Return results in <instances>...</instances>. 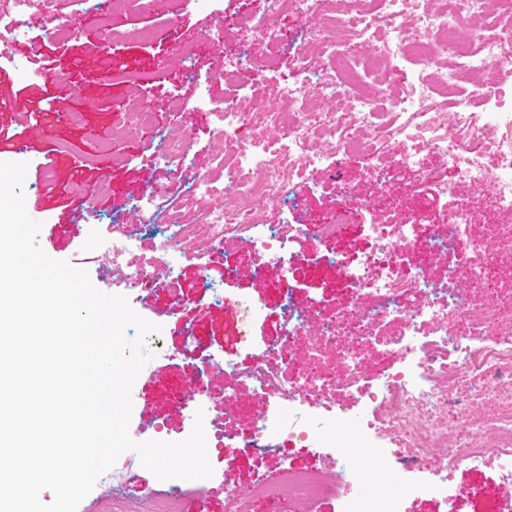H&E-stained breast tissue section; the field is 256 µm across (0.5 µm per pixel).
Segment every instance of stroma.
Masks as SVG:
<instances>
[{"mask_svg": "<svg viewBox=\"0 0 512 512\" xmlns=\"http://www.w3.org/2000/svg\"><path fill=\"white\" fill-rule=\"evenodd\" d=\"M69 19L76 29L72 38L46 37L49 15ZM216 20L200 0H192L179 17L167 16L162 0H114L103 7L95 0H43L22 21L20 33L0 43L16 62L0 78V162L14 161L8 135L28 140L23 160L28 165L24 182L27 211H40L42 227L37 236L50 257L86 269L101 291L126 295L131 307L144 319L160 325L152 358L132 388L135 440L181 441L194 426L196 412L205 421L224 414V396L233 394L235 433L225 436L227 465H214L221 484L207 493L209 512H224L226 494L247 490L259 474V464L245 437L261 416L264 401L243 381L210 372L205 397H188L184 377L193 367L229 356L248 358L280 340L284 328L283 300L292 295L302 303L318 300L327 310L348 303L352 293L342 283L330 253H360L371 246L360 228L342 240L297 239V227L315 224L336 204L339 191L353 199L373 191L374 161L362 155L338 167L334 178L307 173L298 189L297 205L267 210L264 223L276 225L285 249L298 253L299 261L287 272L270 270L269 283L251 274L256 253L241 242L225 243L222 261L195 255L180 259L175 274L179 297L155 289L149 294L126 291L112 270L107 248L112 242L115 215L130 213L140 204L150 182L172 180L173 170L155 164L144 144L120 136L119 124L128 112L151 110L158 130L177 128L189 120L193 146L185 159L189 167L205 171L211 166L216 136L208 113L189 117L172 109L174 98L191 103L198 92L196 80L184 78L181 49L213 28ZM148 27L153 40L138 43L128 31ZM55 56L53 67L67 71L73 92L60 91L45 81L48 68L41 54ZM124 71L150 70L153 80L130 90L123 80L108 77L104 59ZM51 108L30 120L29 113L43 98ZM397 205L387 214L398 223L416 217L423 225L448 230L446 198L412 173H401L395 186ZM180 350L179 359L165 358L168 350ZM130 496L129 512H151L155 495L189 493V481H160L145 468ZM497 481L487 467L450 472L449 484L457 495L458 512H496L486 493Z\"/></svg>", "mask_w": 512, "mask_h": 512, "instance_id": "1", "label": "stroma"}]
</instances>
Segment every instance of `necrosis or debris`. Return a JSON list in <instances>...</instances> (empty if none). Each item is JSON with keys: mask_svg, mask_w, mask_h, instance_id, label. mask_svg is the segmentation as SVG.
Listing matches in <instances>:
<instances>
[{"mask_svg": "<svg viewBox=\"0 0 512 512\" xmlns=\"http://www.w3.org/2000/svg\"><path fill=\"white\" fill-rule=\"evenodd\" d=\"M264 2L234 52L211 72L212 80L231 87V96L217 106L203 92L194 104L210 113L221 142L212 162L224 172L222 202L211 200L210 172L183 165L192 148L188 125L160 134L152 113L140 112L121 129L126 137L148 136L158 163L176 167L177 190L203 201L193 223L175 209L160 216L167 230L161 252L126 271V286L176 290L174 266L188 237L207 244L216 261L225 241L244 233L258 255L257 278L286 267L281 240L266 232L260 214L278 207L307 171L331 176L355 155L372 156L375 190L368 203L339 200L328 222L299 225L297 234L330 240L370 216L364 226L374 250L339 269L355 293L375 298V307L347 304L330 316L316 304L289 307L280 344L220 362L225 373L279 405L249 430L253 442L278 440L272 450L278 464L262 470L252 494L308 507L332 496L338 512H404L408 498L436 492L443 512H457L447 485L421 481L419 473L487 464L498 474V512H512V266L502 267L498 255L500 245L512 244V0ZM295 24L305 41L296 68L270 82L273 64L248 51L289 42ZM354 40L366 47L377 76L364 87L349 68ZM402 58L416 75L397 89L391 77ZM462 73L470 77L464 89ZM244 76L248 91H234ZM256 112L268 128L260 139L247 134ZM429 153L441 157V166L426 165ZM408 171L447 196V242L436 243L434 228L418 230L413 218L386 223L394 177ZM462 185L468 194L459 193ZM452 250L458 262L448 268L449 281L483 288V299L430 278L429 267ZM415 251L420 257L413 262ZM298 342L306 356L294 353ZM365 347L376 350V369L362 361ZM327 351L335 353V367L311 370ZM464 381L479 385L492 412L450 396ZM326 387L361 404L349 419L351 446L340 443L331 404L304 407L308 393ZM322 450L336 457L335 467H292L295 456Z\"/></svg>", "mask_w": 512, "mask_h": 512, "instance_id": "1", "label": "necrosis or debris"}]
</instances>
